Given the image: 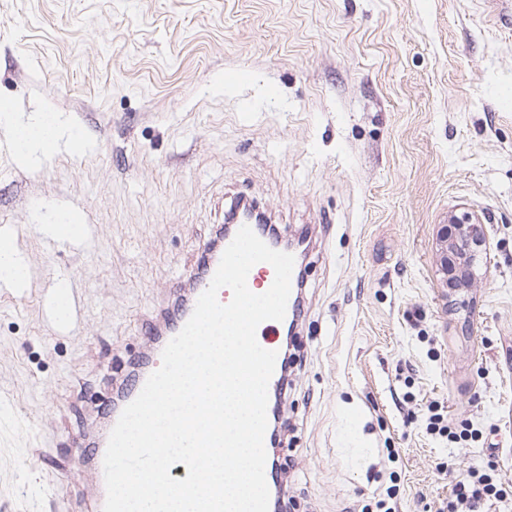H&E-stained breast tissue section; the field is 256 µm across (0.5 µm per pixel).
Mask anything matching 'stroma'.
I'll return each instance as SVG.
<instances>
[{
    "instance_id": "obj_1",
    "label": "stroma",
    "mask_w": 512,
    "mask_h": 512,
    "mask_svg": "<svg viewBox=\"0 0 512 512\" xmlns=\"http://www.w3.org/2000/svg\"><path fill=\"white\" fill-rule=\"evenodd\" d=\"M79 150L0 152V512H71V432L140 356L239 198L307 230L296 360L269 459L281 512H438L439 466L512 486V0H0V104ZM490 243L448 289L438 232ZM76 215L91 242L46 250ZM68 281L80 317L44 316ZM471 440L427 433L428 408ZM11 131L20 158L29 163L46 155L48 138L54 141L65 138L69 144L80 140L78 133L72 127L63 126L53 113H42L35 122L14 126ZM21 257L13 247L11 251L0 250V277L5 273L10 283H16L17 287L22 288L27 279L28 271L20 262Z\"/></svg>"
}]
</instances>
